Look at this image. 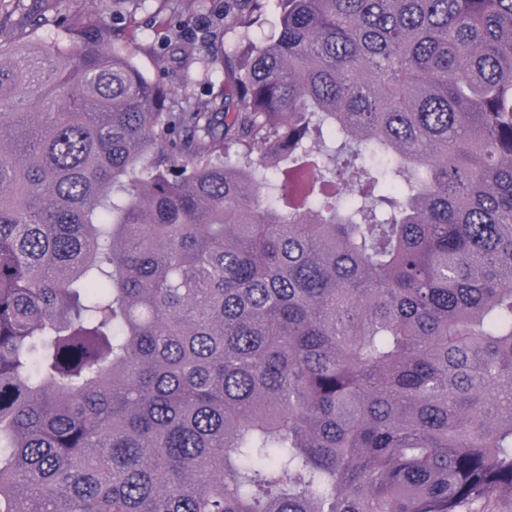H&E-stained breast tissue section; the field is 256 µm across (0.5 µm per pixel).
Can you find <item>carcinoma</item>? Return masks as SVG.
<instances>
[{"label":"carcinoma","mask_w":512,"mask_h":512,"mask_svg":"<svg viewBox=\"0 0 512 512\" xmlns=\"http://www.w3.org/2000/svg\"><path fill=\"white\" fill-rule=\"evenodd\" d=\"M0 43V512L512 499V0H236ZM220 0H0V42L29 40L42 44L66 43L62 18L101 20L112 23L122 17L135 30L140 69L150 78L177 89L185 97L209 98L224 88V54L238 53L243 45L238 29L226 24L212 27L223 9ZM175 15L187 22L196 42L194 58L187 61L182 50L164 53L155 16ZM125 19V20H124ZM205 25L203 32L199 31ZM159 32V34H158ZM216 35L211 45L210 38ZM204 40V41H203Z\"/></svg>","instance_id":"1"}]
</instances>
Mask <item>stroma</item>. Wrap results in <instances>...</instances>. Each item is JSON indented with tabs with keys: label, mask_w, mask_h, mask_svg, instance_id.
Masks as SVG:
<instances>
[{
	"label": "stroma",
	"mask_w": 512,
	"mask_h": 512,
	"mask_svg": "<svg viewBox=\"0 0 512 512\" xmlns=\"http://www.w3.org/2000/svg\"><path fill=\"white\" fill-rule=\"evenodd\" d=\"M222 9V0H0V42L64 43L63 18L108 22L120 17L135 31L136 61L148 77L177 89L180 97L206 98L224 86V56L242 46L236 28L212 27ZM159 14L186 21L196 40L193 59L178 50L161 51L154 25Z\"/></svg>",
	"instance_id": "obj_1"
}]
</instances>
